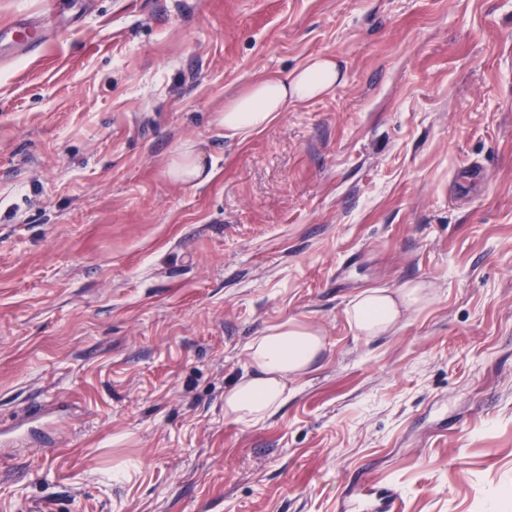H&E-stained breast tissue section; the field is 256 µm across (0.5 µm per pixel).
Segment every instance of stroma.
Listing matches in <instances>:
<instances>
[{
    "label": "stroma",
    "instance_id": "stroma-1",
    "mask_svg": "<svg viewBox=\"0 0 512 512\" xmlns=\"http://www.w3.org/2000/svg\"><path fill=\"white\" fill-rule=\"evenodd\" d=\"M19 16L50 25L0 54V424L27 426L0 512H340L360 474L404 512H512V0H0ZM316 55L335 92L214 125ZM187 141L200 188L168 173ZM408 282L429 303L357 335L349 303ZM290 319L324 358L226 417ZM327 349L322 332L290 319L247 346L248 367L224 394V413L244 424L270 417L288 398V380L316 367Z\"/></svg>",
    "mask_w": 512,
    "mask_h": 512
}]
</instances>
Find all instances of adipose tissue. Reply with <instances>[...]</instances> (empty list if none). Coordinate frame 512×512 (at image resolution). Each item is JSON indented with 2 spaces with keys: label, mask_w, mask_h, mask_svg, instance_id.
<instances>
[{
  "label": "adipose tissue",
  "mask_w": 512,
  "mask_h": 512,
  "mask_svg": "<svg viewBox=\"0 0 512 512\" xmlns=\"http://www.w3.org/2000/svg\"><path fill=\"white\" fill-rule=\"evenodd\" d=\"M341 79L335 59H308L291 74L265 77L233 92L217 116L226 137H247L276 121L289 107L330 93ZM175 181L196 186L214 175L195 145H181L170 166ZM425 299L424 286L363 291L346 310L351 327L361 336H380L393 330L404 314ZM327 349L322 332L290 319L254 337L247 346L248 367L224 395V413L244 424L270 417L288 397L289 379L314 369Z\"/></svg>",
  "instance_id": "ef3b65f1"
}]
</instances>
